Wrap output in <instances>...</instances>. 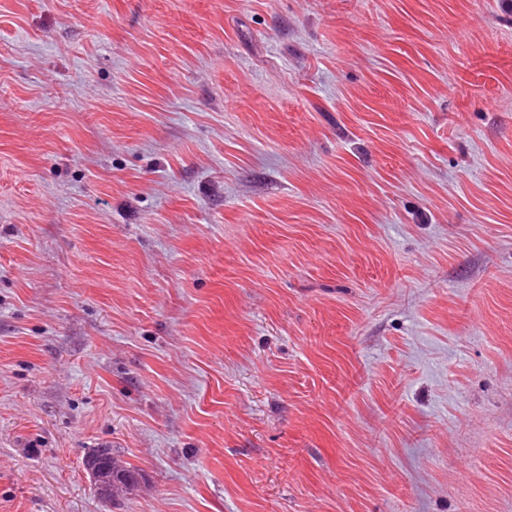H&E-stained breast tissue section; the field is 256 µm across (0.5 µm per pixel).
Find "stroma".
<instances>
[{"label":"stroma","mask_w":512,"mask_h":512,"mask_svg":"<svg viewBox=\"0 0 512 512\" xmlns=\"http://www.w3.org/2000/svg\"><path fill=\"white\" fill-rule=\"evenodd\" d=\"M0 512H512V0H0ZM105 453L101 452L94 459L95 465L92 470L100 476L102 481H106V485L112 483L113 499L120 491L134 484L138 479L139 473L137 469L125 467L120 463L118 465L114 463L112 467V455H106Z\"/></svg>","instance_id":"1"}]
</instances>
